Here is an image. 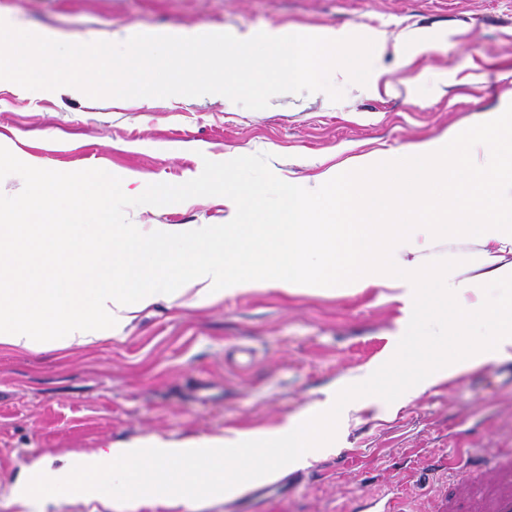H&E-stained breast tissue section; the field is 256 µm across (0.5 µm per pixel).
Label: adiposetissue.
<instances>
[{"instance_id": "1", "label": "adipose tissue", "mask_w": 512, "mask_h": 512, "mask_svg": "<svg viewBox=\"0 0 512 512\" xmlns=\"http://www.w3.org/2000/svg\"><path fill=\"white\" fill-rule=\"evenodd\" d=\"M361 179L350 191L341 172L318 182L279 180L265 189L224 175L227 224H121L112 176L75 185L49 175L12 199L15 222L0 224V349L50 352L125 340L141 312L159 305L208 307L229 294L277 289L359 293L386 288L396 299H420L442 282L444 318L421 312L408 346L452 338L449 354L428 363L414 393L460 369L512 358V126L497 115L468 135L447 131L384 159L356 158ZM456 176L461 189L435 205L438 182ZM340 192L345 208L320 197ZM418 202L417 221L397 206ZM464 237L473 251L458 266L431 265L437 238Z\"/></svg>"}]
</instances>
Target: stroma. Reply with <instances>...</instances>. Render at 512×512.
Listing matches in <instances>:
<instances>
[{"mask_svg": "<svg viewBox=\"0 0 512 512\" xmlns=\"http://www.w3.org/2000/svg\"><path fill=\"white\" fill-rule=\"evenodd\" d=\"M0 18L74 43L196 27L382 34L372 65L397 92L348 82L337 102L322 91L285 93L250 110L219 94L92 99L0 80V196L27 190L16 176L23 169L78 182L104 170L142 198L125 224H223L224 192L207 187L219 170L245 182L312 183L330 168L349 172L361 154L400 153L451 128L469 134L512 103V0H0ZM409 34L432 45L410 64ZM158 187L170 193L151 201ZM408 321L405 303L384 288L270 290L205 309L155 307L122 342L0 350V512H122L77 497L33 509L11 487L35 460L108 440L276 427L388 361ZM245 346L257 362L242 369ZM511 369L508 360L486 364L395 407L350 413L333 450L267 480L240 512H356L375 500L430 512L448 489L449 463L512 451V385L493 377Z\"/></svg>", "mask_w": 512, "mask_h": 512, "instance_id": "stroma-1", "label": "stroma"}]
</instances>
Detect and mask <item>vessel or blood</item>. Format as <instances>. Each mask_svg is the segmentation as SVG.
Returning <instances> with one entry per match:
<instances>
[{
	"instance_id": "obj_1",
	"label": "vessel or blood",
	"mask_w": 512,
	"mask_h": 512,
	"mask_svg": "<svg viewBox=\"0 0 512 512\" xmlns=\"http://www.w3.org/2000/svg\"><path fill=\"white\" fill-rule=\"evenodd\" d=\"M436 512H512V453L448 469V492Z\"/></svg>"
}]
</instances>
